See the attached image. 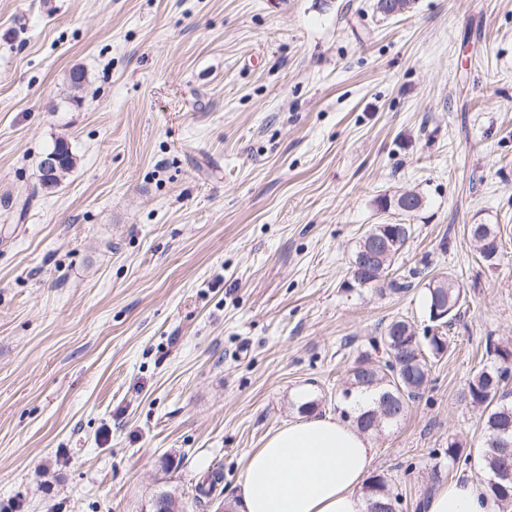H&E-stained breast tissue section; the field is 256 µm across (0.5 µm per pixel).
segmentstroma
Wrapping results in <instances>:
<instances>
[{"label": "stroma", "mask_w": 512, "mask_h": 512, "mask_svg": "<svg viewBox=\"0 0 512 512\" xmlns=\"http://www.w3.org/2000/svg\"><path fill=\"white\" fill-rule=\"evenodd\" d=\"M376 3L0 0V512L238 500L294 392L339 418L378 327L427 324L419 291L347 290L375 224H413L398 275L446 272L466 302L371 472L402 512L484 480L445 450L482 444L460 393L487 343L512 349V0ZM59 140L75 166L33 192ZM408 191L414 216L380 210ZM472 224L499 226V265Z\"/></svg>", "instance_id": "obj_1"}]
</instances>
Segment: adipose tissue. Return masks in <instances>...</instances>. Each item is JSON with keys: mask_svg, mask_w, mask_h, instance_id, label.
Segmentation results:
<instances>
[{"mask_svg": "<svg viewBox=\"0 0 512 512\" xmlns=\"http://www.w3.org/2000/svg\"><path fill=\"white\" fill-rule=\"evenodd\" d=\"M373 461L371 441L329 418L302 419L270 435L245 460L242 512H361ZM422 512H491L487 488L472 481L437 487Z\"/></svg>", "mask_w": 512, "mask_h": 512, "instance_id": "adipose-tissue-1", "label": "adipose tissue"}]
</instances>
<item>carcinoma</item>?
I'll return each instance as SVG.
<instances>
[{"mask_svg":"<svg viewBox=\"0 0 512 512\" xmlns=\"http://www.w3.org/2000/svg\"><path fill=\"white\" fill-rule=\"evenodd\" d=\"M393 229L397 246L360 273L357 272V264L363 253V240H358L349 271V289H370L382 296L388 292L405 294L416 287L412 281L389 278L401 250L406 248L413 234L410 224H395ZM422 298L427 314L431 313L435 302L448 305V316L436 324L437 333L425 335L420 340L415 338L413 322L404 318L393 319L380 330V335L388 341V344L382 345V350L386 351L384 365H374L371 354L363 352L349 370L341 390L342 398L347 400L355 394L371 395V405L359 410L353 419L363 434L378 433V426L373 424L370 412L381 403L389 401L394 410H402V413L385 420V423L402 418L409 404L428 385L431 360L442 357L448 349L446 329L452 326L464 304L463 285L450 275L448 287L439 288L435 293L425 287ZM392 354L395 355L393 364L390 363ZM462 397L481 409L485 440L474 451L456 438L448 439L445 451L448 466L466 465L472 458H477L479 466L487 474L491 507L495 512H512V482L507 480V476L512 475V390H506V384L501 382L498 367H481L467 380ZM370 501L381 504L388 512H394L400 505L399 494L380 475L370 477L365 486V502Z\"/></svg>","mask_w":512,"mask_h":512,"instance_id":"cac0c4a2","label":"carcinoma"}]
</instances>
